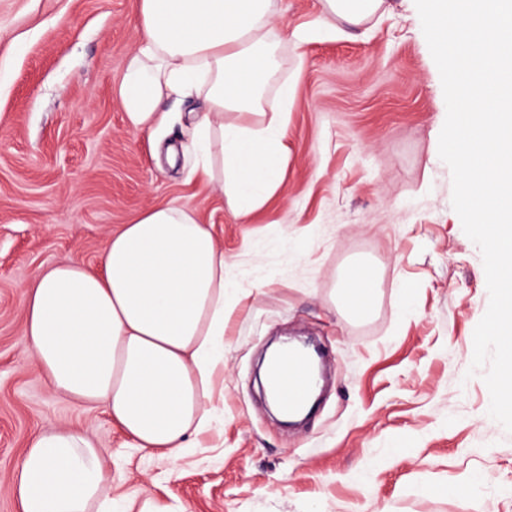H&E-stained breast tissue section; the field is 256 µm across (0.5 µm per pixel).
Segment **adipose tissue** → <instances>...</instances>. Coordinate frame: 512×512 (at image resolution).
I'll use <instances>...</instances> for the list:
<instances>
[{
	"instance_id": "adipose-tissue-1",
	"label": "adipose tissue",
	"mask_w": 512,
	"mask_h": 512,
	"mask_svg": "<svg viewBox=\"0 0 512 512\" xmlns=\"http://www.w3.org/2000/svg\"><path fill=\"white\" fill-rule=\"evenodd\" d=\"M275 0H139L144 41L130 58L120 97L130 127L166 122L163 97L196 92L209 103L195 115L188 144L206 180L232 210L263 208L280 189L295 84L275 83L279 41ZM391 0H322L318 17L292 32L296 45L335 36L391 13ZM279 107L269 121L265 93ZM224 251L210 226L184 206L140 212L111 235L100 268L74 259L34 273L23 291L22 335L31 360L57 393L102 407L133 447L179 457L205 433L216 373L224 365L229 295ZM375 288L362 263L347 272L345 309L365 316ZM19 512H133L112 497V476L83 433L36 434L14 473Z\"/></svg>"
}]
</instances>
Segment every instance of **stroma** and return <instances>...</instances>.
Wrapping results in <instances>:
<instances>
[{
  "instance_id": "35a3bbf8",
  "label": "stroma",
  "mask_w": 512,
  "mask_h": 512,
  "mask_svg": "<svg viewBox=\"0 0 512 512\" xmlns=\"http://www.w3.org/2000/svg\"><path fill=\"white\" fill-rule=\"evenodd\" d=\"M143 39L137 0H0V512H17L11 479L30 438L59 428L93 430L113 495L138 507L512 512V433L468 373L485 270L438 154L446 104L414 0L332 39L277 45V79L300 76L288 163L277 194L247 216L181 149L203 97L163 98L156 133L128 127L119 88ZM161 205L214 225L236 284L224 418L178 458L128 447L102 409L55 395L21 334L38 268L98 266L109 235ZM358 261L376 278L364 318L340 297ZM293 334L323 348L325 388L314 415L286 428L258 368L269 341ZM476 476L485 488L457 500L424 491Z\"/></svg>"
}]
</instances>
